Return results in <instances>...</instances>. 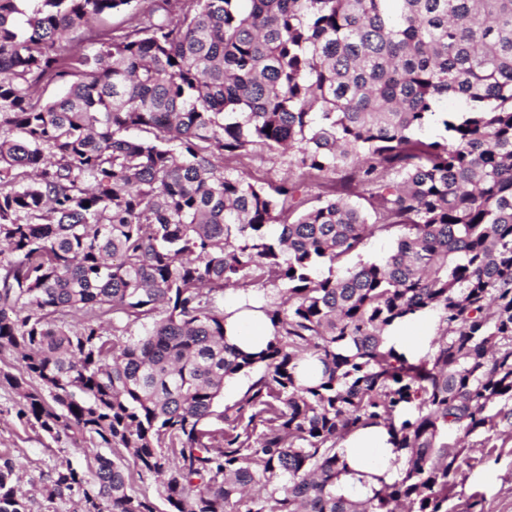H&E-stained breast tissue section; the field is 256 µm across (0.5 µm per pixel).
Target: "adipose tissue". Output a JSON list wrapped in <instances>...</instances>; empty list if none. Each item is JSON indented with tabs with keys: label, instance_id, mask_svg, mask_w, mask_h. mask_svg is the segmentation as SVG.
Wrapping results in <instances>:
<instances>
[{
	"label": "adipose tissue",
	"instance_id": "1",
	"mask_svg": "<svg viewBox=\"0 0 512 512\" xmlns=\"http://www.w3.org/2000/svg\"><path fill=\"white\" fill-rule=\"evenodd\" d=\"M256 303V298L240 294L224 299V309L229 313L224 325L225 338L247 352L260 351L273 335L272 325L257 310ZM344 448L349 472L341 480L343 492L371 494L372 490L380 489L381 479L390 477L395 469L398 453L385 428L373 426L357 431L346 440Z\"/></svg>",
	"mask_w": 512,
	"mask_h": 512
}]
</instances>
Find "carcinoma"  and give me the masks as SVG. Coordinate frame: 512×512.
Here are the masks:
<instances>
[{"label":"carcinoma","instance_id":"cac0c4a2","mask_svg":"<svg viewBox=\"0 0 512 512\" xmlns=\"http://www.w3.org/2000/svg\"><path fill=\"white\" fill-rule=\"evenodd\" d=\"M135 3L0 0V354L22 362L0 381L26 423L98 449L41 497L159 512L125 451L167 512H448L450 431L484 446L512 419V0H162L69 60L70 32ZM44 78L66 91L34 102ZM450 99L447 136L421 138ZM259 149L296 180L230 171ZM256 287L274 334L247 353L224 293ZM426 313L411 360L389 329ZM371 426L400 473L353 499L343 442ZM0 512H31L8 457ZM396 235L397 233L389 237L376 234L370 237L366 241L361 259L364 261H376L383 258L393 248ZM124 465L125 471L130 476V484L132 487V494L136 496L146 495L150 498H155L157 504L161 510L166 509L164 503L158 498L157 489L158 485L153 478H140L137 474V468L133 464V460L129 458L125 453Z\"/></svg>","mask_w":512,"mask_h":512}]
</instances>
